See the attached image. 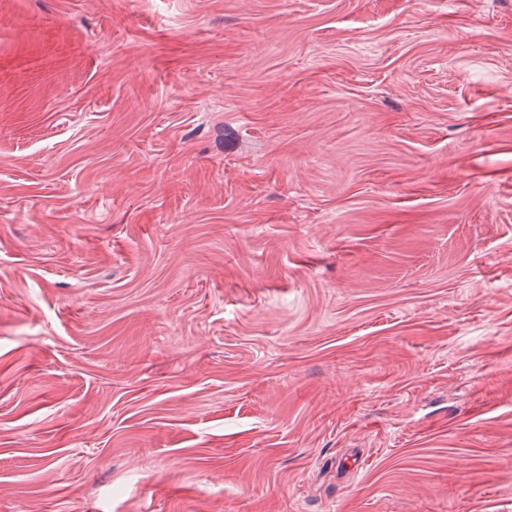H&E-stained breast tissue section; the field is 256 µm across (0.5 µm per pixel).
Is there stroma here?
Instances as JSON below:
<instances>
[{
	"instance_id": "stroma-1",
	"label": "stroma",
	"mask_w": 512,
	"mask_h": 512,
	"mask_svg": "<svg viewBox=\"0 0 512 512\" xmlns=\"http://www.w3.org/2000/svg\"><path fill=\"white\" fill-rule=\"evenodd\" d=\"M0 512H512V0H0Z\"/></svg>"
}]
</instances>
